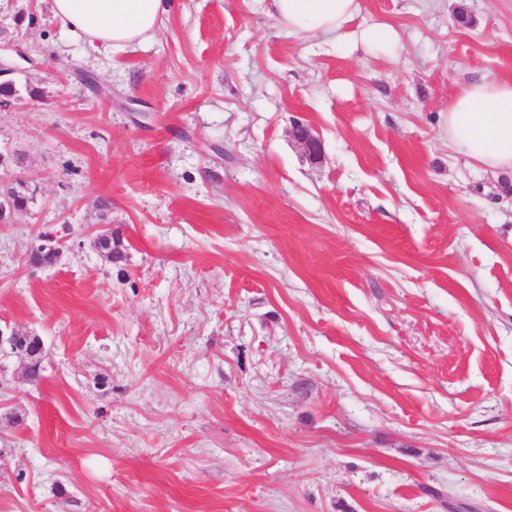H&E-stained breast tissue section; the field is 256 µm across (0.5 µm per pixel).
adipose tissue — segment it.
I'll list each match as a JSON object with an SVG mask.
<instances>
[{
  "label": "adipose tissue",
  "instance_id": "1",
  "mask_svg": "<svg viewBox=\"0 0 512 512\" xmlns=\"http://www.w3.org/2000/svg\"><path fill=\"white\" fill-rule=\"evenodd\" d=\"M169 0H52L69 33L92 50L122 51L163 25ZM289 32L320 35L337 51L394 57L401 36L379 21L358 29L351 22L362 0H271ZM448 142L455 152L493 173L512 174V80L485 78L457 86L448 98Z\"/></svg>",
  "mask_w": 512,
  "mask_h": 512
}]
</instances>
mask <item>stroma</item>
<instances>
[{
  "label": "stroma",
  "mask_w": 512,
  "mask_h": 512,
  "mask_svg": "<svg viewBox=\"0 0 512 512\" xmlns=\"http://www.w3.org/2000/svg\"><path fill=\"white\" fill-rule=\"evenodd\" d=\"M362 3L396 58L267 0L93 53L0 0V331L45 352L0 349V512H512V191L447 132L512 0Z\"/></svg>",
  "instance_id": "stroma-1"
}]
</instances>
